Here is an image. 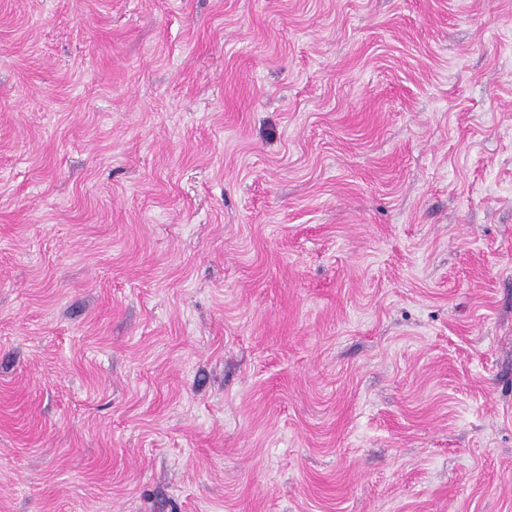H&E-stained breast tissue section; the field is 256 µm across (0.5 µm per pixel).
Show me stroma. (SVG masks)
I'll use <instances>...</instances> for the list:
<instances>
[{"instance_id":"obj_1","label":"stroma","mask_w":512,"mask_h":512,"mask_svg":"<svg viewBox=\"0 0 512 512\" xmlns=\"http://www.w3.org/2000/svg\"><path fill=\"white\" fill-rule=\"evenodd\" d=\"M0 512H512V0H0Z\"/></svg>"}]
</instances>
